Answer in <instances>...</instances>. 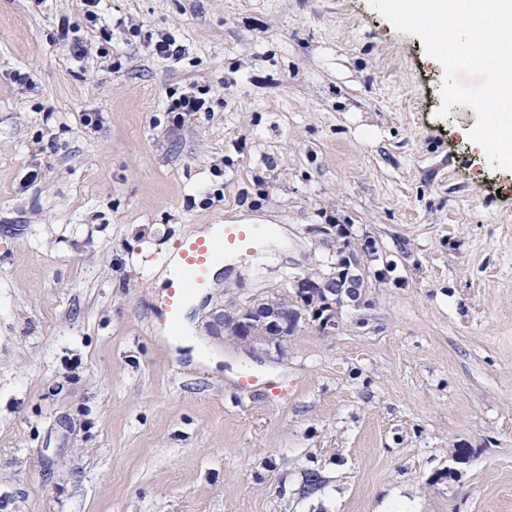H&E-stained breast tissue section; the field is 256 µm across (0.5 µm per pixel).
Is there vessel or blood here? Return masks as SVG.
<instances>
[{"label": "vessel or blood", "instance_id": "b4317fda", "mask_svg": "<svg viewBox=\"0 0 512 512\" xmlns=\"http://www.w3.org/2000/svg\"><path fill=\"white\" fill-rule=\"evenodd\" d=\"M267 234L263 224H227L216 238L184 237L177 244L179 272L158 297L157 309L175 317L195 292L208 287L213 265L220 257H251L262 247Z\"/></svg>", "mask_w": 512, "mask_h": 512}]
</instances>
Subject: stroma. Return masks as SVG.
Returning a JSON list of instances; mask_svg holds the SVG:
<instances>
[{"instance_id": "1", "label": "stroma", "mask_w": 512, "mask_h": 512, "mask_svg": "<svg viewBox=\"0 0 512 512\" xmlns=\"http://www.w3.org/2000/svg\"><path fill=\"white\" fill-rule=\"evenodd\" d=\"M76 9L0 0V512H512V171L463 137L471 108L435 117L422 40L367 0H108L145 33L81 66ZM192 82L212 109L174 128ZM214 224L274 233L170 345L156 271ZM315 224L375 242L365 306L280 355L225 346L226 292L325 267ZM152 51L159 59L168 60L180 58L185 53V48L174 35L159 33L156 34Z\"/></svg>"}]
</instances>
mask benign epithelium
<instances>
[{"mask_svg":"<svg viewBox=\"0 0 512 512\" xmlns=\"http://www.w3.org/2000/svg\"><path fill=\"white\" fill-rule=\"evenodd\" d=\"M312 232L327 245H336V254L344 257L347 268L336 280L317 278L310 272L294 274L289 278L292 292L284 291L279 297L285 299L292 296L300 301L315 292L323 297V309L306 314L299 307L267 298L247 310L227 300L214 325L215 333L224 337V343L246 352L261 350L278 353L283 348L287 330L308 324L323 336H334L341 327V309L359 308L364 304L369 275L367 266L353 260L351 251L346 249V242L341 240L334 226L317 224Z\"/></svg>","mask_w":512,"mask_h":512,"instance_id":"obj_1","label":"benign epithelium"}]
</instances>
